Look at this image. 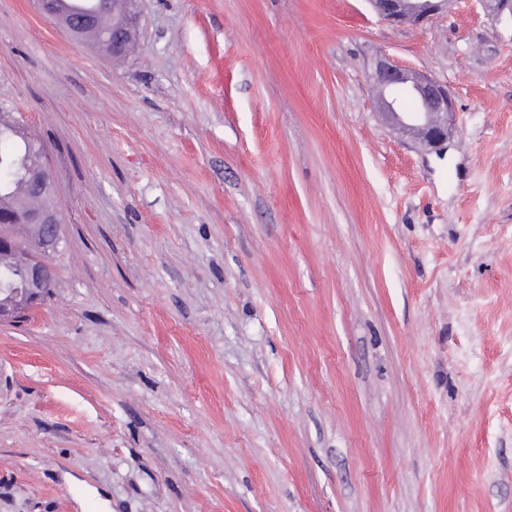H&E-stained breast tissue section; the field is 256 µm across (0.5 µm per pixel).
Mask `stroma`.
Wrapping results in <instances>:
<instances>
[{
  "instance_id": "1",
  "label": "stroma",
  "mask_w": 512,
  "mask_h": 512,
  "mask_svg": "<svg viewBox=\"0 0 512 512\" xmlns=\"http://www.w3.org/2000/svg\"><path fill=\"white\" fill-rule=\"evenodd\" d=\"M114 61L0 0L53 295L0 323V512H512V24L140 0ZM448 84L428 152L374 59ZM29 153L31 164L26 171L25 178L34 180L47 193L55 194V181L46 162L44 146L34 141L30 144Z\"/></svg>"
}]
</instances>
